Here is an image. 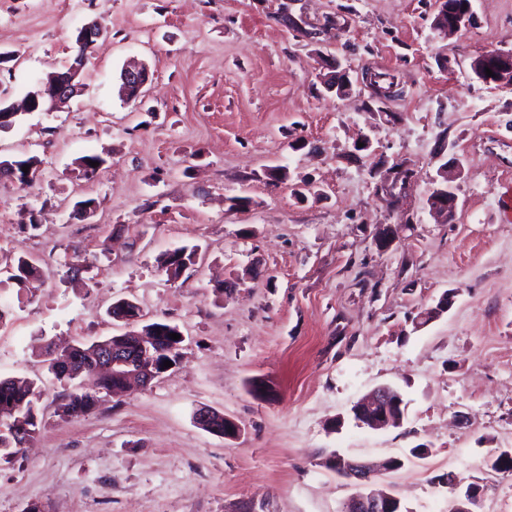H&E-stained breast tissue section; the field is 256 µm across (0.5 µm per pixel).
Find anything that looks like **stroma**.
Returning <instances> with one entry per match:
<instances>
[{
    "label": "stroma",
    "instance_id": "1",
    "mask_svg": "<svg viewBox=\"0 0 512 512\" xmlns=\"http://www.w3.org/2000/svg\"><path fill=\"white\" fill-rule=\"evenodd\" d=\"M473 5L475 24L442 39L435 0H0L6 104L67 64L85 23L105 28L67 109L0 131V158L42 170L0 179V268L30 255L43 270L31 292L0 284V377H44L47 345L121 335L106 314L120 298L185 336L176 366L85 417L61 419L67 387L47 381L44 428L0 464V512H339L349 482L320 465L335 451L404 458L386 481L409 512H448L449 473L482 486L481 512H512V472L489 461L512 448V92L471 70L512 51V0ZM133 57L153 75L141 103L117 94ZM332 60L348 96L321 92ZM92 154L107 163L88 180ZM453 160L458 209L439 224L428 198ZM394 165L411 177L391 207L378 188ZM383 224L397 234L381 250ZM192 245L196 265L167 281L158 255ZM381 384L406 415L375 432L348 414ZM201 408L240 435L200 428Z\"/></svg>",
    "mask_w": 512,
    "mask_h": 512
}]
</instances>
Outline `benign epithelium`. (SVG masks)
<instances>
[{
  "mask_svg": "<svg viewBox=\"0 0 512 512\" xmlns=\"http://www.w3.org/2000/svg\"><path fill=\"white\" fill-rule=\"evenodd\" d=\"M446 0H438L432 29L439 35H448L471 25L474 12L466 10L448 17ZM104 27L101 22L92 20L78 29L76 36V52L65 71H59L47 76L41 81L38 89L30 93L25 101V109L30 112H53L77 96L82 90L81 74L88 60V52L103 35ZM472 69L478 74L480 81L487 86L508 88L512 90V52L496 51L491 55L483 54L476 58ZM490 69L493 76L486 75L485 69ZM150 81V71L142 64H132L121 72V95L127 100H136L146 94ZM329 93L339 97L346 96L352 91L350 69L336 74V80L326 85ZM455 169L442 167L439 172L440 180L429 198L430 213L440 224L451 222L458 206V196L452 184ZM159 328H150V334H135L137 345L142 350L138 359L127 358L124 348L127 337L116 336L112 341V355L103 356L98 371L108 376L123 373L127 381H136L141 386L148 385L160 376V371L152 365L145 364V358L150 356L152 345L157 341ZM403 398L398 389L383 385L376 388L366 399L354 404L350 412L357 425L372 430H383L388 427L401 425L405 410ZM213 411L202 408L195 414V422L201 428L225 438L239 435L240 427L232 419L224 418V429L212 425ZM320 466L346 478L354 487V492L344 501L341 512H405L400 498L391 486L381 482L382 476L394 472L402 466V459L389 457L378 464L371 463L362 457L344 455L333 452L320 461ZM453 498L448 512H479L481 497L473 486L460 491L463 481L458 477L449 476Z\"/></svg>",
  "mask_w": 512,
  "mask_h": 512,
  "instance_id": "1",
  "label": "benign epithelium"
}]
</instances>
